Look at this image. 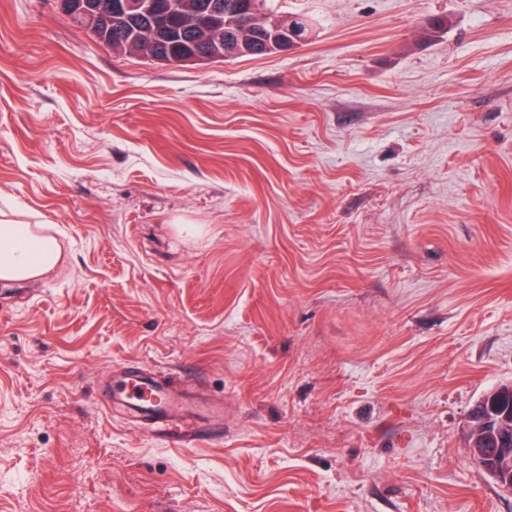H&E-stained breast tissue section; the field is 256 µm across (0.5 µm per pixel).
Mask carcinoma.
<instances>
[{
    "instance_id": "obj_1",
    "label": "carcinoma",
    "mask_w": 512,
    "mask_h": 512,
    "mask_svg": "<svg viewBox=\"0 0 512 512\" xmlns=\"http://www.w3.org/2000/svg\"><path fill=\"white\" fill-rule=\"evenodd\" d=\"M112 0H75L67 11L73 23L92 40L115 48L140 35L149 27L146 43L154 53L142 59L164 58L170 63L197 55L210 61L261 56L294 47L289 35L279 27L280 19L266 7L267 0H156L158 23L146 25L135 15L115 14ZM233 45L224 44V33ZM468 442L479 455L487 473L507 489H512V447L501 448V429H512V383L487 394L470 415Z\"/></svg>"
}]
</instances>
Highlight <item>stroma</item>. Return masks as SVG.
<instances>
[{
    "label": "stroma",
    "mask_w": 512,
    "mask_h": 512,
    "mask_svg": "<svg viewBox=\"0 0 512 512\" xmlns=\"http://www.w3.org/2000/svg\"><path fill=\"white\" fill-rule=\"evenodd\" d=\"M270 6L303 45L172 67L0 0V211L63 251L0 283V512H512V0ZM139 385L147 386L145 384L140 383L137 377H128L126 379L118 381L115 384L114 393L130 402H134L136 404V408L139 414H142L144 416H152L155 414V408L151 406L152 403L150 402L149 397L152 399V401H156V398L154 397V395H149L147 391L145 393V396L138 397L137 387ZM468 443L487 473L502 486L512 489V446L499 448L498 429H512V383L502 384L487 394L470 415ZM486 421L476 427V422Z\"/></svg>",
    "instance_id": "obj_1"
}]
</instances>
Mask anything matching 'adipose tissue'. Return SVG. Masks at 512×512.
<instances>
[{
  "instance_id": "ef3b65f1",
  "label": "adipose tissue",
  "mask_w": 512,
  "mask_h": 512,
  "mask_svg": "<svg viewBox=\"0 0 512 512\" xmlns=\"http://www.w3.org/2000/svg\"><path fill=\"white\" fill-rule=\"evenodd\" d=\"M62 250L41 225L0 219V280L27 281L43 277L60 264Z\"/></svg>"
}]
</instances>
